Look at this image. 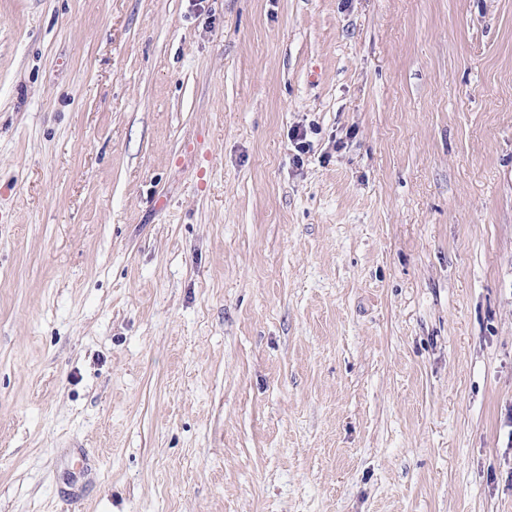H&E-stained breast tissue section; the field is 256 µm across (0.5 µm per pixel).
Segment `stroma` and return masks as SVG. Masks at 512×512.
I'll use <instances>...</instances> for the list:
<instances>
[{
	"label": "stroma",
	"mask_w": 512,
	"mask_h": 512,
	"mask_svg": "<svg viewBox=\"0 0 512 512\" xmlns=\"http://www.w3.org/2000/svg\"><path fill=\"white\" fill-rule=\"evenodd\" d=\"M0 512H512V0H0Z\"/></svg>",
	"instance_id": "stroma-1"
}]
</instances>
